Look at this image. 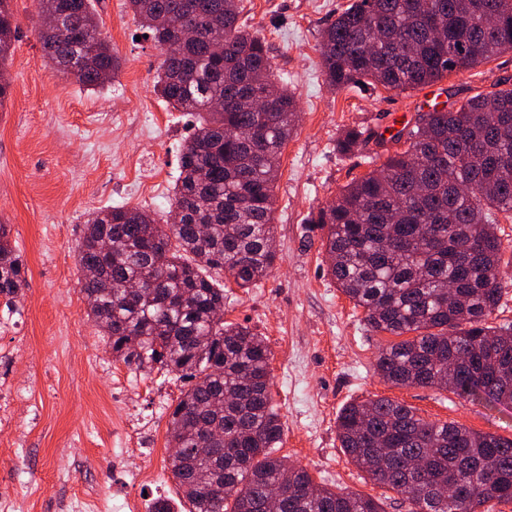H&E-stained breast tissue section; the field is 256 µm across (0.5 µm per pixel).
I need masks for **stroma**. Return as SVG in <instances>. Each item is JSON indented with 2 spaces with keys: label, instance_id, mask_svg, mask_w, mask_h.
<instances>
[{
  "label": "stroma",
  "instance_id": "35a3bbf8",
  "mask_svg": "<svg viewBox=\"0 0 512 512\" xmlns=\"http://www.w3.org/2000/svg\"><path fill=\"white\" fill-rule=\"evenodd\" d=\"M100 28L122 60L115 81L91 92L52 73L37 37V0H11L19 22L6 65L12 87L0 104V224L25 266L13 302L0 297V496L13 512H75L104 499L122 512L125 497L151 506L180 501L169 468L168 421L185 382L154 367L113 358L87 315L75 246L90 213L127 204L163 215L180 151L195 119L154 91L163 60L127 0H92ZM351 0H239L240 18L269 48L285 77L299 120L282 150L274 189V236L280 259L253 287L224 291V319L251 328L270 350L271 393L284 432L278 456L302 465L316 482L406 512L402 495L371 481L343 454L336 416L352 401L387 397L432 422L512 439V408H491L445 389L395 387L374 370L384 333L371 331L327 272L324 229L307 223L352 179L371 169L364 154L342 155L336 138L359 126L399 127L429 99L462 100L512 81V52L455 71L428 87L330 89L321 71L319 33ZM498 233L508 248L502 298L492 324L512 323V219ZM142 427L151 458L117 450L130 424ZM157 469L132 489L134 468Z\"/></svg>",
  "mask_w": 512,
  "mask_h": 512
}]
</instances>
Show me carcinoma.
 Returning <instances> with one entry per match:
<instances>
[{
    "label": "carcinoma",
    "instance_id": "obj_1",
    "mask_svg": "<svg viewBox=\"0 0 512 512\" xmlns=\"http://www.w3.org/2000/svg\"><path fill=\"white\" fill-rule=\"evenodd\" d=\"M55 2L60 22L38 29L57 72L87 90L118 76L91 0ZM353 0L321 33L332 89L432 85L512 51V0ZM143 33L167 52L174 34L195 29L162 62L155 91L197 116L182 147L170 215L161 223L136 207L93 213L76 246L81 292L112 356L159 366L190 382L169 414L171 474L186 512H384L374 498L333 490L275 455L283 425L272 402L270 351L252 329L216 316L224 288H248L272 271L274 188L298 107L278 83L265 41L239 22L238 0H127ZM19 24L0 0V104L4 68ZM275 89L264 106L253 99ZM374 143L382 165L352 181L309 223L327 229L328 274L363 308L365 324L394 340L374 368L394 386L446 388L459 397L512 406V324L493 326L504 243L498 215L512 213V88L479 92L438 110H419L390 133L348 127L336 150ZM94 267L98 276L90 277ZM224 272L225 283L212 276ZM21 256L0 225V295L25 283ZM138 283L132 295L128 285ZM345 455L377 484L403 495L408 512H473L468 497L512 502V440L455 422H429L389 398L354 401L336 418Z\"/></svg>",
    "mask_w": 512,
    "mask_h": 512
}]
</instances>
